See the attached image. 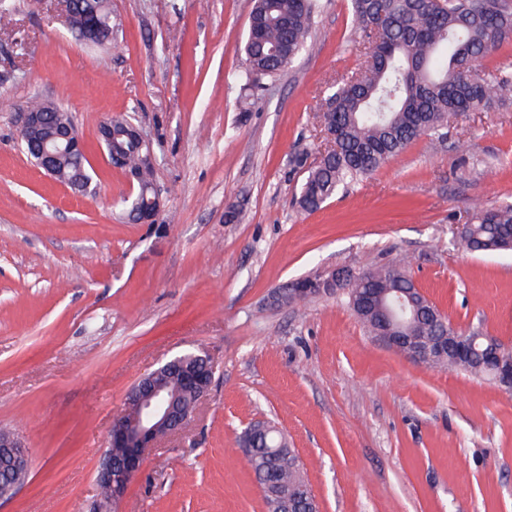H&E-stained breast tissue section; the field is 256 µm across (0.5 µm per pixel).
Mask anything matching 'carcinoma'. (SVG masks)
<instances>
[{"label":"carcinoma","instance_id":"cac0c4a2","mask_svg":"<svg viewBox=\"0 0 512 512\" xmlns=\"http://www.w3.org/2000/svg\"><path fill=\"white\" fill-rule=\"evenodd\" d=\"M315 8L314 0H254L249 30L256 37H247L244 45V67L236 75L241 87L255 88L285 70L310 36ZM89 9L95 11L98 44L112 43L111 0L74 5L72 35L86 41L83 13ZM351 11L362 62L326 100L325 131L333 147L305 171L297 198L305 212L320 209L338 189L373 173L422 137L435 148L443 146L453 117L486 112L512 99L506 68L489 71L481 64L512 33V10L505 0H351ZM27 111L44 112L51 120L68 117L58 106L38 100ZM116 145L126 167L140 175L135 200L149 206L152 167L143 163L134 141L120 137ZM86 172L75 155L59 166L57 179L75 184ZM457 238L469 253L505 250L512 239V205L477 209ZM346 273L351 304L360 288L390 290L387 302L377 300L370 309L356 311L376 336L384 305L396 307L399 291L413 288V279L400 259ZM468 336L473 356H451L445 365L489 375L479 356L486 346L482 333ZM277 442L274 433L258 439L247 451L249 464L260 484L298 490L305 483L302 465L292 449L276 448Z\"/></svg>","mask_w":512,"mask_h":512}]
</instances>
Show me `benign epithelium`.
Masks as SVG:
<instances>
[{"mask_svg": "<svg viewBox=\"0 0 512 512\" xmlns=\"http://www.w3.org/2000/svg\"><path fill=\"white\" fill-rule=\"evenodd\" d=\"M51 127V134L40 142V146L29 158L44 174L54 177L62 157L78 153L86 155L84 142L72 122L51 123L37 112L24 113L20 133L24 136L43 127ZM305 288H278L271 295L275 305L292 303ZM388 348L403 355L409 361L420 365H434L449 355L465 357L470 353V341L466 335L407 336L388 323H383L382 336L378 337ZM197 369L188 370L181 376L184 385L198 390L204 397L212 385L215 365L210 354L199 349L193 352ZM485 358L491 370V379L503 390L512 391V358L504 354L496 340H488ZM183 359L176 356L156 369L141 376L129 389L127 405L134 408L129 417L115 421L107 444L113 448L125 449L124 455L114 460L112 455H103L96 472V485L107 486L112 491V504H118L126 494L128 486L140 470L148 451L157 447L160 441L174 437L189 425L192 414H186L177 407L175 398L163 391L159 376L170 366ZM0 460L8 468L0 471V496L12 495L19 486L18 479L29 473V454L22 437L8 430H0ZM277 500L278 512H297L307 495L282 493L270 490Z\"/></svg>", "mask_w": 512, "mask_h": 512, "instance_id": "obj_1", "label": "benign epithelium"}]
</instances>
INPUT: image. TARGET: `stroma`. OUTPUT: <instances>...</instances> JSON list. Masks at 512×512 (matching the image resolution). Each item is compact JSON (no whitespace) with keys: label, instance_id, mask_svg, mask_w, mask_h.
<instances>
[{"label":"stroma","instance_id":"35a3bbf8","mask_svg":"<svg viewBox=\"0 0 512 512\" xmlns=\"http://www.w3.org/2000/svg\"><path fill=\"white\" fill-rule=\"evenodd\" d=\"M252 7L112 0V43L96 46L53 0H0V428L30 458L0 512H91L128 390L199 348L212 386L118 512H267L241 444L257 421L286 434L320 512H512V392L405 359L344 290L271 302L287 282L397 256L456 328L512 351V252L470 254L454 234L476 207L512 205V104L459 115L445 148L419 139L303 212L293 161L325 148V101L360 64L350 2L318 0L304 48L245 112L234 75ZM36 98L72 116L91 192L23 151ZM120 113L150 143V224L128 220L129 179L98 143ZM232 204L243 218L228 224Z\"/></svg>","mask_w":512,"mask_h":512}]
</instances>
